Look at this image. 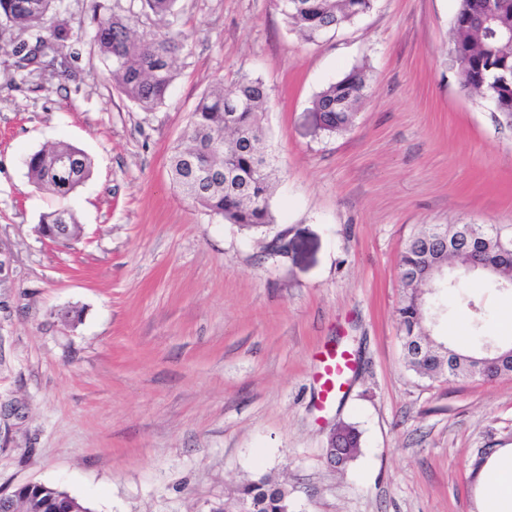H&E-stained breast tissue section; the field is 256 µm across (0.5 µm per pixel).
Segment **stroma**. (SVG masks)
<instances>
[{
  "mask_svg": "<svg viewBox=\"0 0 512 512\" xmlns=\"http://www.w3.org/2000/svg\"><path fill=\"white\" fill-rule=\"evenodd\" d=\"M139 0H58L68 70L15 68L0 20V489L65 491L90 512H215L269 476L293 512H479L484 451L512 448V376L430 381L404 363L399 256L425 224L512 226V128L464 91L449 56L458 0H375L315 43L277 0H177L190 37L164 104L145 111L109 80L95 13ZM367 95L327 135L315 94L355 66ZM270 89L277 222L244 230L173 186L169 156L201 94L238 73ZM67 142L93 174L67 201L83 227L39 237L58 200L27 156ZM81 318L62 325L54 310ZM512 289L458 273L434 336L512 343ZM356 360L332 404L328 353ZM349 423L361 452L324 454Z\"/></svg>",
  "mask_w": 512,
  "mask_h": 512,
  "instance_id": "stroma-1",
  "label": "stroma"
}]
</instances>
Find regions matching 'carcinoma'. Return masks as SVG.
Listing matches in <instances>:
<instances>
[{"instance_id": "1", "label": "carcinoma", "mask_w": 512, "mask_h": 512, "mask_svg": "<svg viewBox=\"0 0 512 512\" xmlns=\"http://www.w3.org/2000/svg\"><path fill=\"white\" fill-rule=\"evenodd\" d=\"M30 0H0V18L25 34L36 31L32 41L21 40L14 47L17 68L29 74L46 68L38 55H46L47 29L55 41L59 65L66 64L64 49L70 38L64 21L47 23L56 13V0H38L37 12L27 9ZM176 0H141V14L165 20L172 14ZM290 30L307 41L351 23L368 13L374 0H279ZM487 0H459L450 47L451 64L457 67L460 85L477 88L475 96L498 102V120L512 126V42L502 31H512V7L505 9L496 22L497 37L479 43L473 33V21L486 8ZM139 16L115 13L96 18L93 36L97 53L107 66L112 82L134 105L151 110L163 104L175 79L176 58L189 47V36L166 32L147 37L137 31ZM368 76L360 67L350 69L337 81L326 84L314 97L312 111L318 114L321 128L329 135L340 134L351 124L358 106L366 96ZM264 82L242 73L229 87L219 81L204 91L197 101L185 133L187 144L175 148L170 169L174 185L183 196L241 229H258L275 223L271 209L275 158L268 152L263 127L269 103ZM27 175L40 189L66 200L92 173V161L86 153L65 142L41 148L26 160ZM41 230L54 224H69L77 232L75 213L62 206L43 214ZM488 240L490 254L501 250L512 253V227L475 224H426L406 243L399 267L407 272L403 295L396 308L402 332L405 363L428 379L481 377L495 379L512 375V345L505 346L497 362L486 366L479 362L483 352L476 348L458 351L432 335L430 295L440 275L466 260L465 249L448 250V239ZM497 288L512 282V261L500 263L487 272ZM339 435L350 457L360 448V433L349 425L339 427ZM19 500L36 504L35 512H69L75 498L48 485L27 489ZM239 509L224 512H284L289 508L288 490L263 477L244 484L237 491Z\"/></svg>"}]
</instances>
